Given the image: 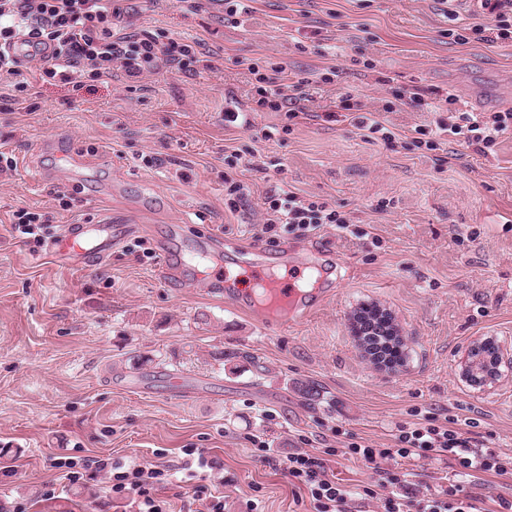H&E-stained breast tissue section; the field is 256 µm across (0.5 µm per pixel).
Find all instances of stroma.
<instances>
[{"label": "stroma", "mask_w": 512, "mask_h": 512, "mask_svg": "<svg viewBox=\"0 0 512 512\" xmlns=\"http://www.w3.org/2000/svg\"><path fill=\"white\" fill-rule=\"evenodd\" d=\"M223 0L200 11L178 0H122L132 32L159 41L202 40L220 55L212 67L151 74L129 91L102 78L75 89L39 78L15 94L0 80V453L17 474L0 499L30 512H92L96 487L55 500L42 492L62 452L139 463L187 448L224 461V512H312L284 472L262 460L252 437L275 454L308 436L321 448L333 427L391 446L410 410L473 419L469 433L512 455V372L481 391L464 387L459 358L475 340L512 353V131L493 152L438 138L416 147V126L435 127L431 104L455 95L473 112L512 102V46L449 43L443 0ZM288 68L305 113L255 111L251 68ZM336 66L332 82L320 80ZM419 93L421 103L407 100ZM360 95L396 140H367L362 113L342 110ZM393 111H383L384 101ZM250 124L224 121L226 108ZM262 154L266 170L242 157ZM157 158L145 167L142 156ZM250 189L230 212L224 180ZM327 200L350 220L302 233L261 231L264 202L282 185ZM134 230L100 264L57 263L49 241L64 225L100 219ZM39 214L45 242L32 247L12 222ZM222 238L225 271L248 274L258 259L287 274L293 261L329 270L334 292L303 324L276 328L227 307L200 264L169 280L147 247L190 254ZM376 303L405 338V362L374 366L350 331L354 311ZM253 363L229 372L216 351ZM194 378L198 392L175 397L169 373Z\"/></svg>", "instance_id": "obj_1"}]
</instances>
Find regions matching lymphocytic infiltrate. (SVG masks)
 <instances>
[{"label": "lymphocytic infiltrate", "mask_w": 512, "mask_h": 512, "mask_svg": "<svg viewBox=\"0 0 512 512\" xmlns=\"http://www.w3.org/2000/svg\"><path fill=\"white\" fill-rule=\"evenodd\" d=\"M461 2L448 0L450 42L512 45V0H469L475 20L465 25L459 22ZM125 28L116 0H0V76L17 78V90L27 91L28 82L20 78L21 62L11 54L20 42L32 47L42 80L65 84L109 77L132 85L149 74L198 60L196 42L163 43L147 33L128 34ZM288 88L283 64H273L270 74L258 75L253 86L258 111L282 112L288 119H297L303 109ZM440 109L447 112V120L432 130L415 127L416 146L435 149V135L446 134L486 155L512 130V109L476 114L461 108L452 96L445 98ZM280 224L304 233L324 224L343 231L348 219L328 202L283 189L267 197L262 230L270 233ZM355 333L372 360L390 366L400 363L401 349L381 312L360 314ZM335 452L296 447L278 461L293 485L307 491L314 512H363L370 503L379 512H512V498L501 495L489 504L472 492L489 477L512 480V456L437 418L397 424L388 448L349 436L340 452L380 471L379 480L362 491L348 489L329 476L327 459ZM187 454L181 464L185 476L177 482L172 481L168 466L126 463L109 456L57 455L50 466L58 471L64 487L105 481L111 502L130 505L133 512H170L171 498L187 494L201 512H224L223 493L195 481L201 472L219 474L221 463L202 448L188 449ZM398 459L444 461L467 482L444 488L422 486L409 480L406 472L386 470V462Z\"/></svg>", "instance_id": "f902f5d3"}]
</instances>
